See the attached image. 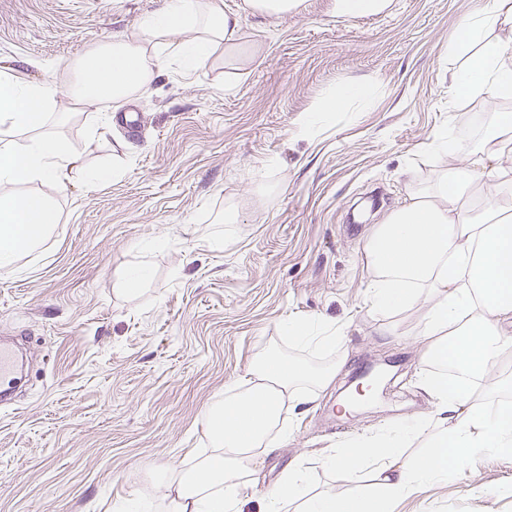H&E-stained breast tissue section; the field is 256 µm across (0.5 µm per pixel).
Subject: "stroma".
Returning <instances> with one entry per match:
<instances>
[{
  "label": "stroma",
  "mask_w": 512,
  "mask_h": 512,
  "mask_svg": "<svg viewBox=\"0 0 512 512\" xmlns=\"http://www.w3.org/2000/svg\"><path fill=\"white\" fill-rule=\"evenodd\" d=\"M482 0H393L386 12L334 16L333 0H305L279 18L244 16L245 42L262 44L232 78L206 64L191 75L163 65L113 123L90 135L94 105L74 111L57 98L49 130L88 165L114 168L90 188L72 176L51 195L60 209L50 253L23 257L0 273V335L30 342L33 360L20 393L0 405V512H113L154 501L156 471L194 464L204 444L203 413L239 381L254 356L285 350L306 363L337 364L326 390L283 412L292 427L253 464L247 512H264L267 490L303 466L315 490L349 485L322 462L345 442L430 415L421 339L410 313L370 307L363 253L374 225L431 185L442 157L428 143L459 139L480 101L448 106L459 60L449 41ZM164 0H0V67L30 76L25 62L66 67ZM371 81L363 110L296 137L298 121L328 92ZM234 222H223L225 212ZM199 227L185 236L183 225ZM164 236V248L141 252ZM224 239L220 251L205 236ZM145 261L153 279L138 294L117 293L119 272ZM321 317L342 339L332 350L281 337L291 318ZM397 324L396 335L385 327ZM398 370L391 401L352 415L335 404L366 363ZM392 512H512V457L485 453L439 481L423 483Z\"/></svg>",
  "instance_id": "1"
}]
</instances>
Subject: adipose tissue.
<instances>
[{
  "label": "adipose tissue",
  "instance_id": "adipose-tissue-1",
  "mask_svg": "<svg viewBox=\"0 0 512 512\" xmlns=\"http://www.w3.org/2000/svg\"><path fill=\"white\" fill-rule=\"evenodd\" d=\"M303 0H167L143 15L135 36H113L74 65L76 80L64 91L75 101L120 104L142 94L169 61L184 73L216 54L245 60L255 46L241 36L245 15L281 17L301 10ZM449 56L464 60L450 88L454 105L478 99L496 107L512 98V0H484L457 24ZM62 89L48 80H16L0 68V271L19 272L29 254L54 244L60 213L50 189L80 174L87 186L110 181L113 170L85 166L62 139L45 127ZM376 95L370 82L328 93L302 117L296 134L306 138L327 118L352 107H369ZM429 150L446 158L431 189L414 190L406 206L391 212L364 244L372 271L368 302L378 310L417 316L422 359L435 366L424 383L437 401L431 416L412 418L362 436L325 458L341 470L350 492L312 490L302 467L289 469L284 482L266 495L265 512H390L394 499L422 482L462 466L473 455H512V405L478 403L472 379L497 391L512 384L502 364L512 356V204L501 201L512 187V111L498 110L482 145L466 164L452 163L447 131L434 133ZM40 192L18 191V184ZM284 337L306 347L328 349L341 340L336 327L319 318L291 319ZM335 366L314 368L278 350L254 358L242 386L226 389L223 400L204 412L203 457L187 470L161 469L156 480L166 512H242L251 485L253 459L287 435L283 406L299 405L306 388L323 390ZM422 441L423 453L405 454L408 442ZM379 472L378 483L363 487L359 466Z\"/></svg>",
  "mask_w": 512,
  "mask_h": 512
}]
</instances>
